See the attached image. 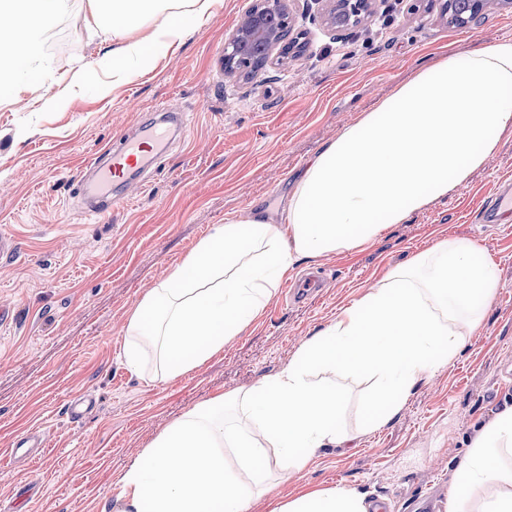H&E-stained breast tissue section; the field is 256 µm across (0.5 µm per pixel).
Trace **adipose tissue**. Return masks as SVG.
<instances>
[{"mask_svg":"<svg viewBox=\"0 0 512 512\" xmlns=\"http://www.w3.org/2000/svg\"><path fill=\"white\" fill-rule=\"evenodd\" d=\"M219 4L86 0V28L112 32L94 73L116 86L130 82ZM68 9L69 0H0L1 99L17 98L21 79L48 80L38 65L43 36ZM507 132L512 39L437 55L322 146L282 215L258 209L213 225L128 314L125 366L154 383L199 369L264 311L298 260L359 248L405 223L468 182ZM497 286L495 265L471 241L439 240L342 308L275 376L174 421L125 467L117 499L100 512H250L262 499L268 512H371L365 494L342 487L271 495L321 449L346 441L342 397L315 372L373 377L365 428L378 429L457 355ZM458 472L465 490L448 512H512V406L478 433Z\"/></svg>","mask_w":512,"mask_h":512,"instance_id":"1","label":"adipose tissue"}]
</instances>
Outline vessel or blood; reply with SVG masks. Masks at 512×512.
Here are the masks:
<instances>
[{
  "instance_id": "b4317fda",
  "label": "vessel or blood",
  "mask_w": 512,
  "mask_h": 512,
  "mask_svg": "<svg viewBox=\"0 0 512 512\" xmlns=\"http://www.w3.org/2000/svg\"><path fill=\"white\" fill-rule=\"evenodd\" d=\"M187 125L186 113L160 109L155 121L141 134L120 138L95 157L87 166L89 181L83 191L94 194L98 203L87 210V217L104 214L113 200L126 197L129 187L144 183L173 136L185 133ZM47 446L46 436L37 431L30 439L15 442L9 454L31 462L43 455Z\"/></svg>"
}]
</instances>
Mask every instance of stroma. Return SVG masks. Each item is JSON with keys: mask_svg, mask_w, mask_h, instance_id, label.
I'll return each instance as SVG.
<instances>
[{"mask_svg": "<svg viewBox=\"0 0 512 512\" xmlns=\"http://www.w3.org/2000/svg\"><path fill=\"white\" fill-rule=\"evenodd\" d=\"M376 0L374 16L352 30L328 29L292 0L298 46L282 64L255 75L221 76L220 56L254 0H223L180 46L102 94L77 83L112 44L84 27L85 0L51 33L61 50L40 65L54 83L0 102V512H99L116 499L121 471L175 420L214 395L245 391L276 375L300 343L333 320L385 273L444 237L470 240L493 262L498 287L481 324L455 359L419 383L385 426L363 433V377L327 374L341 391L345 447L327 448L304 472L273 490L293 497L300 484L347 487L368 499L391 498L398 512L439 481L456 488V465L501 408L512 404V223L487 203L512 185V134L456 188L364 247L300 261L290 279L321 276L314 297L295 301L277 290L264 312L201 368L152 383L123 363L119 327L215 224L250 207L280 208L296 177L320 148L377 100L441 53L512 38V0H498L478 22L457 28L437 0ZM61 99L58 109L46 98ZM164 105L190 116L147 185L129 191L98 222H85L75 188L85 165L112 141L134 133ZM94 399L72 422L68 408ZM46 429L36 462L11 465L14 440Z\"/></svg>", "mask_w": 512, "mask_h": 512, "instance_id": "obj_1", "label": "stroma"}]
</instances>
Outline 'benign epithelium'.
Masks as SVG:
<instances>
[{
    "label": "benign epithelium",
    "instance_id": "1",
    "mask_svg": "<svg viewBox=\"0 0 512 512\" xmlns=\"http://www.w3.org/2000/svg\"><path fill=\"white\" fill-rule=\"evenodd\" d=\"M373 0H333L324 15L325 23L336 30H347L357 21L373 14ZM483 0H458L461 13L472 22L483 12ZM297 45L292 37L288 0H255L248 22L239 26L225 42L224 73L254 75L267 66L281 62Z\"/></svg>",
    "mask_w": 512,
    "mask_h": 512
}]
</instances>
